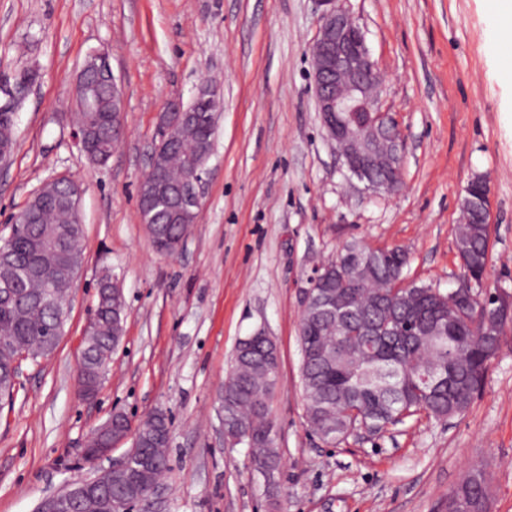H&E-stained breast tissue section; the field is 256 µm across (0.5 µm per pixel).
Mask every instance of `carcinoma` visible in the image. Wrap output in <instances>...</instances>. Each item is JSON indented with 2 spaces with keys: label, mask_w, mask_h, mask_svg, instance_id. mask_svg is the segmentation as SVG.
Returning <instances> with one entry per match:
<instances>
[{
  "label": "carcinoma",
  "mask_w": 512,
  "mask_h": 512,
  "mask_svg": "<svg viewBox=\"0 0 512 512\" xmlns=\"http://www.w3.org/2000/svg\"><path fill=\"white\" fill-rule=\"evenodd\" d=\"M100 111L78 114L91 137V146L110 156L112 140L111 89L99 88ZM210 113L199 112L198 129L184 134L172 146L167 159L168 174H183V158L193 154L201 139H212ZM14 115L0 112V144L14 145ZM455 245L465 261V276L480 282L489 263L490 224L478 195L464 196ZM189 225H167L168 240L154 243L167 253L169 241L185 237ZM82 224L71 214L47 201L36 215L29 211L12 224L9 246L0 260V282L14 284L12 295L0 297V399H10L17 374V359L25 353L35 360L43 357L46 331L55 322L46 302L48 279L58 274L55 258L63 254L67 264L79 267L83 261ZM343 272L336 290L347 294L365 335L348 336L339 318L324 320L302 313L298 329L301 351L300 377L305 396L306 419L316 434L335 437L340 443L351 428L364 420L369 424H400L395 416L424 412L435 419H450L465 413L482 391L491 360L500 350L503 330L493 331L485 322V305L495 306L494 296L478 294L463 313L456 311L457 292H442L430 285L413 283L411 295L401 305L389 309L386 295L403 280L408 255L400 247L371 249L360 242L344 245L333 258ZM112 277L104 276L97 289L95 328L85 336L84 379L96 384V374L115 333L110 288ZM395 322L391 335L374 327L384 314ZM264 349L254 343V358ZM252 358V359H254ZM246 355L233 358L224 381V405L249 432L252 460L260 466L279 470L281 456L275 447L270 417V401L277 384L274 371L252 362ZM438 370L447 379L425 385L420 375ZM152 469L140 475L145 485L155 475L169 469L167 448L149 445ZM491 476L474 469L456 486L448 499V512H457L463 503L468 512H488L491 508ZM96 496L103 502L124 504L132 498L130 480L115 474L100 487Z\"/></svg>",
  "instance_id": "carcinoma-1"
}]
</instances>
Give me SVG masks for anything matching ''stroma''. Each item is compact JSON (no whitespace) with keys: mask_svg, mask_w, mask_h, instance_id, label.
<instances>
[{"mask_svg":"<svg viewBox=\"0 0 512 512\" xmlns=\"http://www.w3.org/2000/svg\"><path fill=\"white\" fill-rule=\"evenodd\" d=\"M489 0H343L385 76L381 104L406 138L403 185L375 194L349 181L315 109L309 46L318 0H0V77L31 70L15 114L16 150L0 168V242L48 180L82 188L84 262L56 352L23 362L0 404V512H34L86 476L81 453L112 414L171 427L167 512H268L244 444L224 440L218 395L238 341L266 328L280 378L271 401L284 457L280 512H447L473 467L493 475L491 512H512V323L485 385L462 415H424L331 445L306 422L300 384L301 291L314 265L353 240L398 246L407 279L448 291L460 260L459 202L490 184L488 292L512 294V80L487 20ZM106 53L125 98L126 136L89 163L75 137L78 70ZM222 108L196 224L158 253L137 190L159 117L202 81ZM126 301L120 347L95 402L77 366L104 273Z\"/></svg>","mask_w":512,"mask_h":512,"instance_id":"stroma-1","label":"stroma"}]
</instances>
